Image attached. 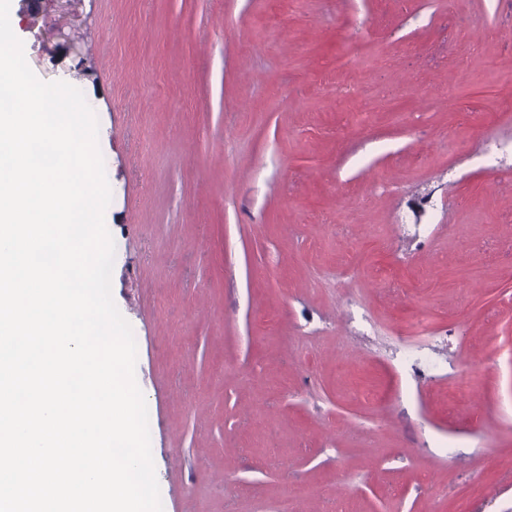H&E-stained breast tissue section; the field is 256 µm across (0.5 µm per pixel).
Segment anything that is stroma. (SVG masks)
I'll return each instance as SVG.
<instances>
[{
	"label": "stroma",
	"mask_w": 512,
	"mask_h": 512,
	"mask_svg": "<svg viewBox=\"0 0 512 512\" xmlns=\"http://www.w3.org/2000/svg\"><path fill=\"white\" fill-rule=\"evenodd\" d=\"M10 14L98 120L163 512H512V0Z\"/></svg>",
	"instance_id": "1"
}]
</instances>
